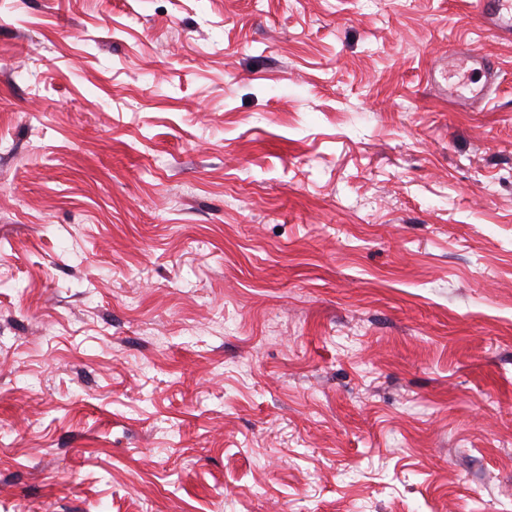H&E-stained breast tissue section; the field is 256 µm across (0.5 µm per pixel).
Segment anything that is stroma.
Segmentation results:
<instances>
[{
	"instance_id": "obj_1",
	"label": "stroma",
	"mask_w": 512,
	"mask_h": 512,
	"mask_svg": "<svg viewBox=\"0 0 512 512\" xmlns=\"http://www.w3.org/2000/svg\"><path fill=\"white\" fill-rule=\"evenodd\" d=\"M0 512H512V42L0 0ZM470 60L477 66L484 76V82L482 86L475 92H472V96L469 98H462L464 104L473 106L475 104H481L487 101L491 93L494 91L496 81V70L495 67L490 63L488 58L480 52L478 49H468Z\"/></svg>"
}]
</instances>
